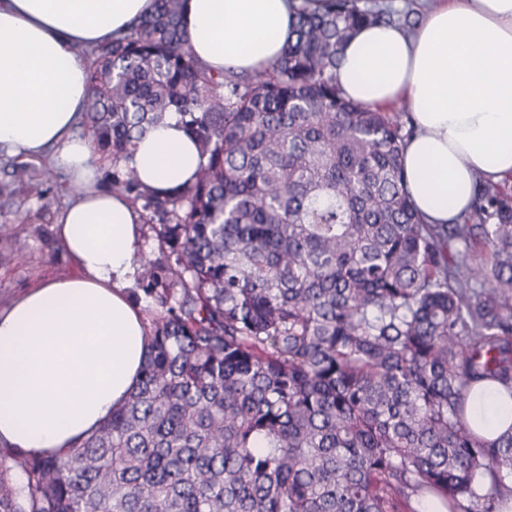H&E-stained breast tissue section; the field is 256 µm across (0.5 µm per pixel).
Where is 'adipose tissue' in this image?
I'll use <instances>...</instances> for the list:
<instances>
[{
    "label": "adipose tissue",
    "instance_id": "ef3b65f1",
    "mask_svg": "<svg viewBox=\"0 0 512 512\" xmlns=\"http://www.w3.org/2000/svg\"><path fill=\"white\" fill-rule=\"evenodd\" d=\"M153 0H0V151L52 154L76 189L56 217L77 273L46 281L0 311V440L29 453L67 452L134 389L148 323L133 296L142 217L102 189L101 160L83 132L86 49L124 34ZM325 0H186L197 59L252 72L278 59L299 13ZM414 35L358 29L336 78L373 108L407 101L410 198L431 222L467 212L478 181L512 178V0H416ZM197 149L171 119L139 143L134 167L170 191L193 178Z\"/></svg>",
    "mask_w": 512,
    "mask_h": 512
}]
</instances>
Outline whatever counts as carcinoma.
I'll return each instance as SVG.
<instances>
[{"label": "carcinoma", "mask_w": 512, "mask_h": 512, "mask_svg": "<svg viewBox=\"0 0 512 512\" xmlns=\"http://www.w3.org/2000/svg\"><path fill=\"white\" fill-rule=\"evenodd\" d=\"M184 2L155 0L89 54L100 185L161 248L140 256V380L66 456L0 443V512H499L512 423L485 440L465 396L493 382L512 399V188L481 181L469 212L429 222L406 189L407 103L385 112L336 83L354 30L417 20L327 0L238 75L196 59ZM170 117L199 163L161 192L133 154ZM53 178L6 164L0 199ZM475 398L496 426L499 391Z\"/></svg>", "instance_id": "cac0c4a2"}]
</instances>
